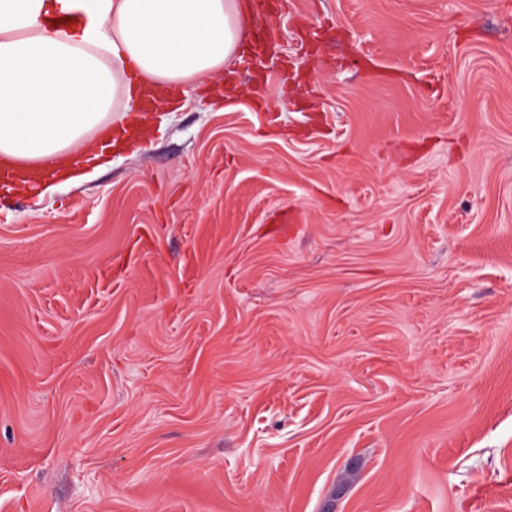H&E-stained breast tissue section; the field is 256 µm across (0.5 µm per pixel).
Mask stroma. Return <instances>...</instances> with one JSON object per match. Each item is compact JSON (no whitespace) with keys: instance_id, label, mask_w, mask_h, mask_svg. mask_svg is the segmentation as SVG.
I'll return each mask as SVG.
<instances>
[{"instance_id":"stroma-1","label":"stroma","mask_w":512,"mask_h":512,"mask_svg":"<svg viewBox=\"0 0 512 512\" xmlns=\"http://www.w3.org/2000/svg\"><path fill=\"white\" fill-rule=\"evenodd\" d=\"M281 61L0 192V512H471L512 482V0H279Z\"/></svg>"}]
</instances>
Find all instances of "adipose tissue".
Wrapping results in <instances>:
<instances>
[{"label":"adipose tissue","mask_w":512,"mask_h":512,"mask_svg":"<svg viewBox=\"0 0 512 512\" xmlns=\"http://www.w3.org/2000/svg\"><path fill=\"white\" fill-rule=\"evenodd\" d=\"M251 18L248 0H0V158L43 196L91 178L113 115L140 90L219 84Z\"/></svg>","instance_id":"ef3b65f1"}]
</instances>
